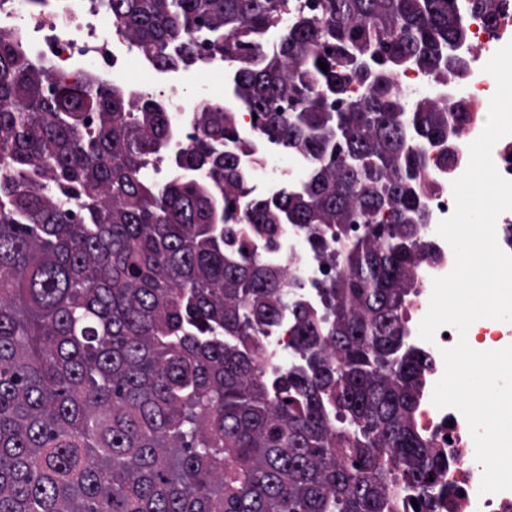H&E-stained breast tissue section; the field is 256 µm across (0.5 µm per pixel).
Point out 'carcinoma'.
<instances>
[{
  "label": "carcinoma",
  "instance_id": "obj_1",
  "mask_svg": "<svg viewBox=\"0 0 512 512\" xmlns=\"http://www.w3.org/2000/svg\"><path fill=\"white\" fill-rule=\"evenodd\" d=\"M460 2L109 0L112 32L157 69L235 65L253 138L207 102L175 153L162 102L65 81L0 31V512L459 508L404 325L425 253L418 144L444 142L448 113L392 77L464 68L467 17L494 22L497 0ZM268 138L311 162L274 199L246 189L236 152ZM290 225L342 268L318 306L249 244L273 250ZM285 310L297 358L269 374Z\"/></svg>",
  "mask_w": 512,
  "mask_h": 512
}]
</instances>
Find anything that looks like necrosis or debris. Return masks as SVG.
Instances as JSON below:
<instances>
[{"mask_svg":"<svg viewBox=\"0 0 512 512\" xmlns=\"http://www.w3.org/2000/svg\"><path fill=\"white\" fill-rule=\"evenodd\" d=\"M105 12L95 0H42L38 9H31L29 0H0V31H7L27 49L29 59L46 66L69 81L92 80L98 83L124 81L131 64L151 69V61L137 54L123 39L105 29ZM473 39L461 50L467 66L464 74L449 83L447 89L434 93L436 103L448 108V137L457 147V153L448 165L436 159L439 146L422 145L427 158L425 180L432 188L425 194L429 222L422 228L430 246L423 270L408 301V316L421 320L426 314L434 277L449 273L454 255L449 244L440 237L438 223L450 217L455 209L452 183L466 170L469 163V145L483 129L476 119L459 118L454 106L464 99L475 107H488L494 93V79L483 67L492 55L512 41V0H502L494 26H487L483 18H475ZM156 83L165 87L164 105L171 114L177 134L171 142L173 151H180L191 142L195 132L188 112L189 102L183 91L191 84L192 76L175 71L157 72ZM287 155L288 166L277 178L266 181L265 196L280 195L285 187L300 186L309 173L308 160L298 150L284 152L274 141H263L260 149L241 156V166L248 176H255L267 159ZM269 263L282 269L286 279L295 282L296 301L318 305V288L325 281L339 275L338 267L325 265L323 259L307 245L302 234L294 229L282 232L276 250H267L263 242H255ZM292 320L283 314L277 324L270 327L264 337L266 353L263 365L281 367L293 362L296 353L288 334ZM422 426L435 436L437 447L452 445L459 454L452 475L465 489L466 512H512V490L497 494L479 495L482 467L475 459V445L467 421L458 409L436 408L426 404L420 413Z\"/></svg>","mask_w":512,"mask_h":512,"instance_id":"necrosis-or-debris-1","label":"necrosis or debris"}]
</instances>
